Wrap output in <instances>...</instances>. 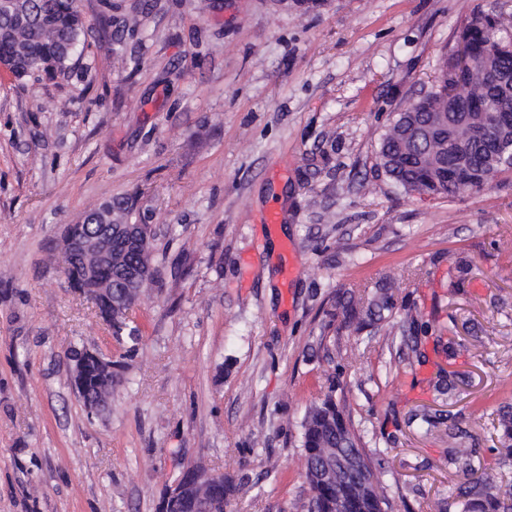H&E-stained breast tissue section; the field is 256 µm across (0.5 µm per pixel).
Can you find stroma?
<instances>
[{
	"mask_svg": "<svg viewBox=\"0 0 512 512\" xmlns=\"http://www.w3.org/2000/svg\"><path fill=\"white\" fill-rule=\"evenodd\" d=\"M78 5L88 32L70 79L0 71V512H156L191 466L243 479L229 512H301L300 422L331 374L389 512L438 499L461 512L450 448L512 487L495 416L512 403V171L420 196L377 158L458 29L512 0ZM116 198L153 233L134 344L113 339L56 256L65 225ZM389 274L410 278L397 325L360 348L350 330L323 332L336 292ZM410 314L431 325L426 361L396 379ZM442 330L460 341L454 359L436 350ZM74 345L112 360L101 416L71 384ZM441 369L452 396L428 385Z\"/></svg>",
	"mask_w": 512,
	"mask_h": 512,
	"instance_id": "35a3bbf8",
	"label": "stroma"
}]
</instances>
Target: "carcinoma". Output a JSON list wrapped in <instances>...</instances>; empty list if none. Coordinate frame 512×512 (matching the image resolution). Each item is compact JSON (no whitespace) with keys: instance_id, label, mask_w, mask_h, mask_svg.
Segmentation results:
<instances>
[{"instance_id":"carcinoma-1","label":"carcinoma","mask_w":512,"mask_h":512,"mask_svg":"<svg viewBox=\"0 0 512 512\" xmlns=\"http://www.w3.org/2000/svg\"><path fill=\"white\" fill-rule=\"evenodd\" d=\"M494 14L478 12L464 24L457 41L465 43L479 64L474 71L461 72L462 94L448 100V70L455 67L452 56L443 57L435 84L425 95L408 102L395 113L382 134L379 165L392 182L406 192L451 195L461 189H481L505 170L498 161V148L512 144V39L495 29ZM86 20L76 0H4L0 2V61L18 81L40 72L62 80L74 73V43H82ZM126 200H116L86 217L89 223L106 220L119 225L129 213ZM151 265V242L128 243L116 236L112 251V300L124 296L125 289L138 293L129 298L134 305L153 277L128 280L130 271ZM402 281L387 277L375 292L367 295L348 289L336 297L335 307L345 325L362 327L384 321L393 315L395 293ZM93 300L100 318L111 324L112 335L125 332L127 314L122 307H110L102 296ZM424 358L418 345L399 348L391 363L394 378L411 365L409 353ZM106 363L87 365L96 383L83 396L85 406L94 403L98 390L113 391V380L105 373ZM300 447L309 457L305 479L309 495L304 512H327V505L343 498L349 512H379V505L390 506L382 473L374 469L363 449V435L346 418L344 407L330 389L313 401L301 421ZM334 448L345 458H360L362 467L336 469L331 485L320 483L326 452ZM471 475L462 493V512H512V491L501 492L485 472L477 473L464 459ZM240 484L224 476L209 508L224 512L239 492ZM203 505L192 494L168 507V512H201Z\"/></svg>"}]
</instances>
